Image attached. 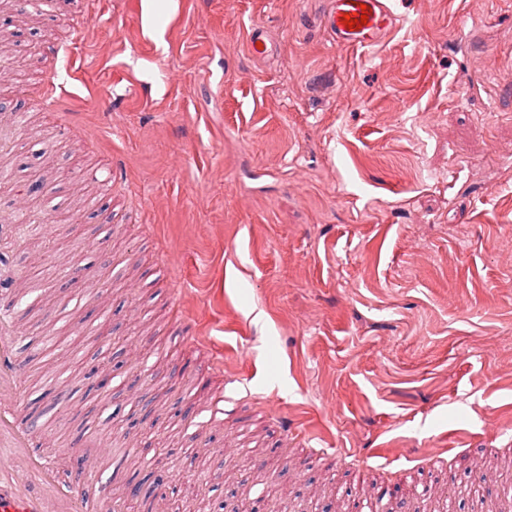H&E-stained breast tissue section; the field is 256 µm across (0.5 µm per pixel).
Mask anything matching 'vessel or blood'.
<instances>
[{
  "label": "vessel or blood",
  "mask_w": 512,
  "mask_h": 512,
  "mask_svg": "<svg viewBox=\"0 0 512 512\" xmlns=\"http://www.w3.org/2000/svg\"><path fill=\"white\" fill-rule=\"evenodd\" d=\"M365 18L348 28L345 18ZM319 24L337 45L368 47L396 24L387 0H329ZM19 326L0 315V512H120L117 502L94 497L91 486L109 469L111 453H98L86 461L68 482H60L53 463L63 454L55 445L50 454L32 456L31 434L18 421L25 405V376L14 353L21 336Z\"/></svg>",
  "instance_id": "vessel-or-blood-1"
}]
</instances>
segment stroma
I'll return each mask as SVG.
<instances>
[{"mask_svg":"<svg viewBox=\"0 0 512 512\" xmlns=\"http://www.w3.org/2000/svg\"><path fill=\"white\" fill-rule=\"evenodd\" d=\"M327 5L0 0V212L43 216L0 229V307L60 480L104 431L133 482L163 454L184 512L512 499L479 467L512 454V0H390L367 51ZM49 78L85 134L34 108Z\"/></svg>","mask_w":512,"mask_h":512,"instance_id":"obj_1","label":"stroma"}]
</instances>
